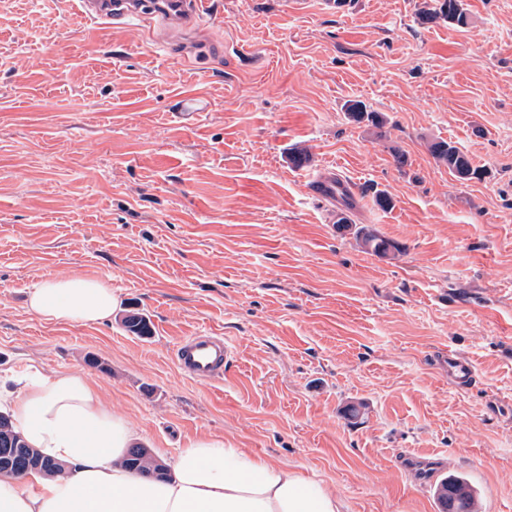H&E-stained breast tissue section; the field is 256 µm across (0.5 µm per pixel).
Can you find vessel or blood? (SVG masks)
<instances>
[{
  "mask_svg": "<svg viewBox=\"0 0 512 512\" xmlns=\"http://www.w3.org/2000/svg\"><path fill=\"white\" fill-rule=\"evenodd\" d=\"M82 15L105 24H124L133 19H159L171 32L192 26L209 0H78ZM306 191L326 203L350 195L353 187L328 169L309 181ZM232 355L223 337L203 331L181 339L174 357L180 372L194 380L209 382L223 376ZM448 381L455 388L468 390L480 379L472 362L455 352L443 359Z\"/></svg>",
  "mask_w": 512,
  "mask_h": 512,
  "instance_id": "obj_1",
  "label": "vessel or blood"
}]
</instances>
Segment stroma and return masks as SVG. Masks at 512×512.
Here are the masks:
<instances>
[{"mask_svg":"<svg viewBox=\"0 0 512 512\" xmlns=\"http://www.w3.org/2000/svg\"><path fill=\"white\" fill-rule=\"evenodd\" d=\"M464 3L452 27L421 22L424 0H214L169 45L72 0H0V386L84 371L165 464L219 438L347 512H439L401 451L512 512V0ZM350 100L384 127L349 121ZM439 139L487 177L456 180ZM330 165L360 192L347 229L304 192ZM355 224L394 250L365 251ZM76 273L112 286L110 320L29 310L35 282ZM132 312L150 335L122 325ZM198 331L231 346L223 379L178 370ZM448 351L482 386L449 385Z\"/></svg>","mask_w":512,"mask_h":512,"instance_id":"1","label":"stroma"}]
</instances>
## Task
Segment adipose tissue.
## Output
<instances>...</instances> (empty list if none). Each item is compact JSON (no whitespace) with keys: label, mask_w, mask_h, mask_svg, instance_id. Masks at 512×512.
<instances>
[{"label":"adipose tissue","mask_w":512,"mask_h":512,"mask_svg":"<svg viewBox=\"0 0 512 512\" xmlns=\"http://www.w3.org/2000/svg\"><path fill=\"white\" fill-rule=\"evenodd\" d=\"M119 299L103 279L83 274L38 280L28 307L47 322L98 323ZM27 443L64 465L63 474L31 473L27 482L0 475V512H343L341 495L287 465L251 455L224 440L200 437L180 449L168 480L155 482L121 459L136 433L108 410L81 371L25 373L0 391Z\"/></svg>","instance_id":"adipose-tissue-1"}]
</instances>
